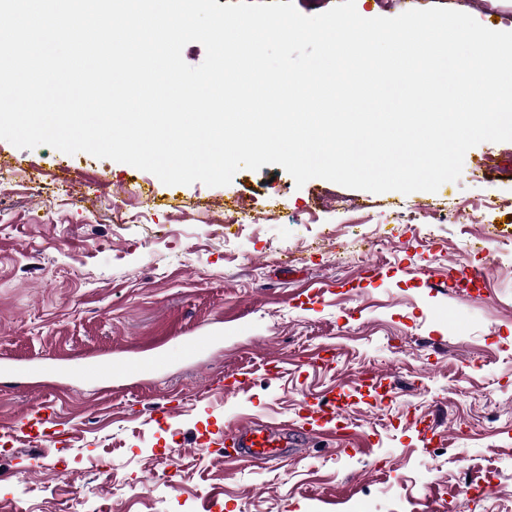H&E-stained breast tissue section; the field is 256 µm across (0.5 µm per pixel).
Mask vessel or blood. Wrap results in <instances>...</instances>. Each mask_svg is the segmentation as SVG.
Masks as SVG:
<instances>
[{"instance_id": "obj_1", "label": "vessel or blood", "mask_w": 512, "mask_h": 512, "mask_svg": "<svg viewBox=\"0 0 512 512\" xmlns=\"http://www.w3.org/2000/svg\"><path fill=\"white\" fill-rule=\"evenodd\" d=\"M215 341L214 334L195 337L193 341L175 349H161L150 355L116 361L85 363L79 375L86 381L99 383L133 380L153 374L176 361H192L209 350ZM339 404L336 397L320 395L307 404L301 419L288 422L280 429H272L251 418H241L227 426L224 438L231 441L237 454L264 462L280 460L282 450L292 440L303 436H324L330 433L343 436L347 430L339 423Z\"/></svg>"}]
</instances>
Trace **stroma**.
I'll return each instance as SVG.
<instances>
[{
	"mask_svg": "<svg viewBox=\"0 0 512 512\" xmlns=\"http://www.w3.org/2000/svg\"><path fill=\"white\" fill-rule=\"evenodd\" d=\"M355 3L463 7L512 32V0ZM239 202L253 223L225 224ZM454 210L469 222L443 221ZM217 330L194 362L142 380L75 373ZM325 347L334 362L311 361ZM1 358L43 375L0 388V512H512V142L480 143L458 180L406 195L299 187L279 165L167 185L0 139ZM241 372L239 391L217 389ZM332 392L364 448L323 437L225 466L233 417L293 420ZM424 419L441 434L429 447Z\"/></svg>",
	"mask_w": 512,
	"mask_h": 512,
	"instance_id": "stroma-1",
	"label": "stroma"
}]
</instances>
